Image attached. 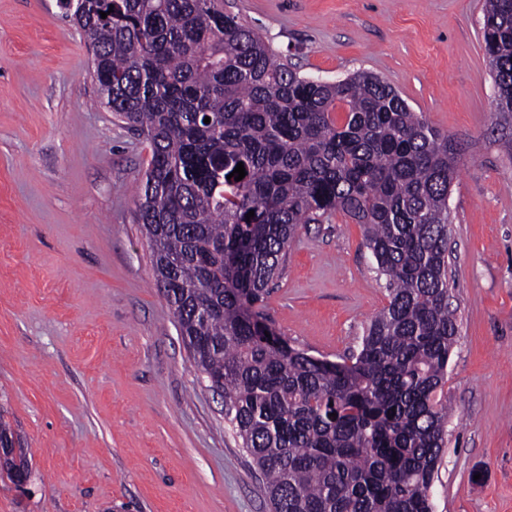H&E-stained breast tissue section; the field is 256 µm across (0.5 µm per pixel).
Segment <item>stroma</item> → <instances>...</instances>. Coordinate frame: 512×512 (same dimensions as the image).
I'll return each mask as SVG.
<instances>
[{
	"instance_id": "stroma-1",
	"label": "stroma",
	"mask_w": 512,
	"mask_h": 512,
	"mask_svg": "<svg viewBox=\"0 0 512 512\" xmlns=\"http://www.w3.org/2000/svg\"><path fill=\"white\" fill-rule=\"evenodd\" d=\"M304 77L370 71L459 149L451 187L453 409L434 512H512V118L494 110L484 0H224ZM57 0H0V417L30 462L0 512H271L192 365L136 222L150 158L97 102ZM385 281L343 214L301 225L267 323L331 361Z\"/></svg>"
}]
</instances>
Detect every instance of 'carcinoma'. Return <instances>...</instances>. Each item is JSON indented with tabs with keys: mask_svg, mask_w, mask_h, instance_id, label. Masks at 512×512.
I'll return each instance as SVG.
<instances>
[{
	"mask_svg": "<svg viewBox=\"0 0 512 512\" xmlns=\"http://www.w3.org/2000/svg\"><path fill=\"white\" fill-rule=\"evenodd\" d=\"M58 5L91 51L100 105L150 145L137 208L156 281L271 512H433L458 336L455 144L372 73L299 75L224 0ZM482 47L512 117V0H485ZM240 162L245 177L227 179ZM338 212L362 226L388 302L333 362L265 336L259 308L298 226ZM18 444L0 420V470L19 486Z\"/></svg>",
	"mask_w": 512,
	"mask_h": 512,
	"instance_id": "obj_1",
	"label": "carcinoma"
}]
</instances>
